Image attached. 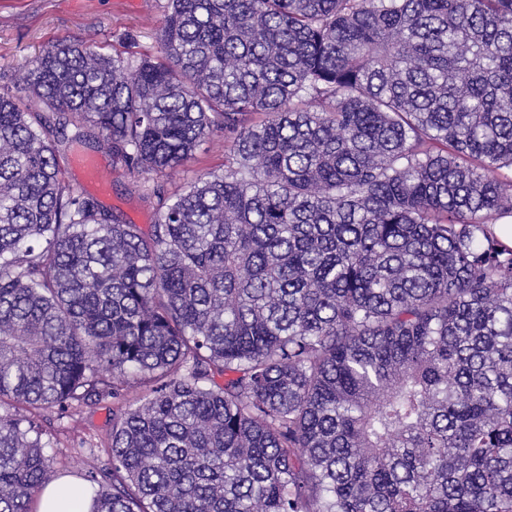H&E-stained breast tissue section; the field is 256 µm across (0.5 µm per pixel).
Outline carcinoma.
Returning a JSON list of instances; mask_svg holds the SVG:
<instances>
[{
	"instance_id": "carcinoma-1",
	"label": "carcinoma",
	"mask_w": 512,
	"mask_h": 512,
	"mask_svg": "<svg viewBox=\"0 0 512 512\" xmlns=\"http://www.w3.org/2000/svg\"><path fill=\"white\" fill-rule=\"evenodd\" d=\"M230 133L224 169L158 179ZM95 140L147 227L72 187ZM512 0H168L0 86V512H512ZM50 430L53 447L45 450L53 456L57 474L72 476L89 488L79 476L91 464L93 454L97 464L107 459L106 450L112 431V399L95 408L80 409L70 418L54 420ZM61 481L53 482L49 484L42 492L41 499L43 507L40 508V512H88L90 506V500L87 496H82V506L79 510L78 502L81 497V490L76 488L73 489L66 500H63L61 495V487L63 486ZM71 499H75L77 502V508H69Z\"/></svg>"
}]
</instances>
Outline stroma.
I'll return each instance as SVG.
<instances>
[{"mask_svg":"<svg viewBox=\"0 0 512 512\" xmlns=\"http://www.w3.org/2000/svg\"><path fill=\"white\" fill-rule=\"evenodd\" d=\"M168 0H0V73L8 83L20 81L29 59L60 39L80 38L96 50L125 57L156 55L157 34ZM99 165L112 176L110 190L100 196L102 206L123 221L147 225L155 201L124 163L105 151ZM224 166V138L215 136L198 149L188 166L171 173L163 185L174 192L183 184ZM112 431V403L103 401L54 422L52 448L57 473L79 477L92 461H105Z\"/></svg>","mask_w":512,"mask_h":512,"instance_id":"obj_1","label":"stroma"}]
</instances>
